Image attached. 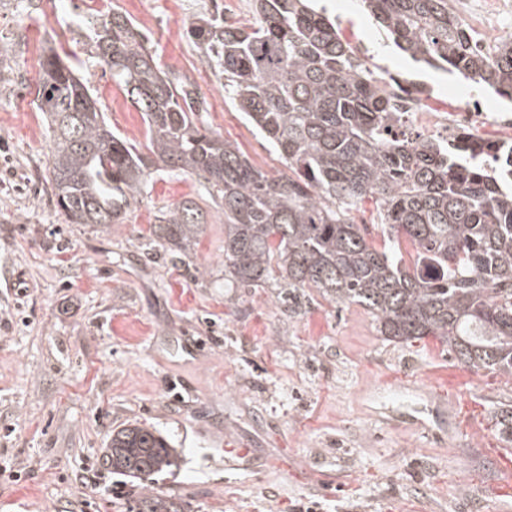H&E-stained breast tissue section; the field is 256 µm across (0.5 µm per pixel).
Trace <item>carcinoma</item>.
Here are the masks:
<instances>
[{
    "instance_id": "1",
    "label": "carcinoma",
    "mask_w": 512,
    "mask_h": 512,
    "mask_svg": "<svg viewBox=\"0 0 512 512\" xmlns=\"http://www.w3.org/2000/svg\"><path fill=\"white\" fill-rule=\"evenodd\" d=\"M255 22L223 15L187 22L201 63L224 79L238 111L277 149L288 174L270 177L201 124L206 101L172 80L126 14L102 13L87 49L142 114L148 153L112 129L92 103L91 81L55 49L40 62L32 103L52 131L51 188L71 224H121L162 170L204 180L224 212V280L230 288L274 285L297 303L315 289L359 305L388 341L431 337L461 365L512 376V191L460 146L393 133L382 79L373 76L317 0H252ZM395 46L416 63L458 73L512 101V39L491 53L453 15L450 0H361ZM376 204L388 244H369L351 214ZM205 216L184 200L162 207L149 246L183 261ZM413 247L406 265L400 238ZM512 443V407L496 414ZM158 429L112 431L102 464L138 483L134 512H185L148 489L179 465Z\"/></svg>"
}]
</instances>
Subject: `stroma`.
I'll return each mask as SVG.
<instances>
[{"instance_id":"stroma-1","label":"stroma","mask_w":512,"mask_h":512,"mask_svg":"<svg viewBox=\"0 0 512 512\" xmlns=\"http://www.w3.org/2000/svg\"><path fill=\"white\" fill-rule=\"evenodd\" d=\"M336 29L375 76L433 86L463 107L462 77L388 61L392 36L357 0ZM200 0H15L0 8V512H129L139 490L101 464L113 429L154 426L183 466L152 489L185 512H512V444L494 415L512 377L473 372L439 341L384 339L363 307L309 292L224 285V214L191 176L153 173L124 223H68L29 89L48 48L75 55L100 111L144 141L140 112L83 52L98 13H126L162 68L207 102L198 118L271 176L288 168L238 112L186 34ZM185 199L207 224L184 261L149 251L156 211ZM194 345L186 354V345ZM249 449L248 458L225 446Z\"/></svg>"}]
</instances>
